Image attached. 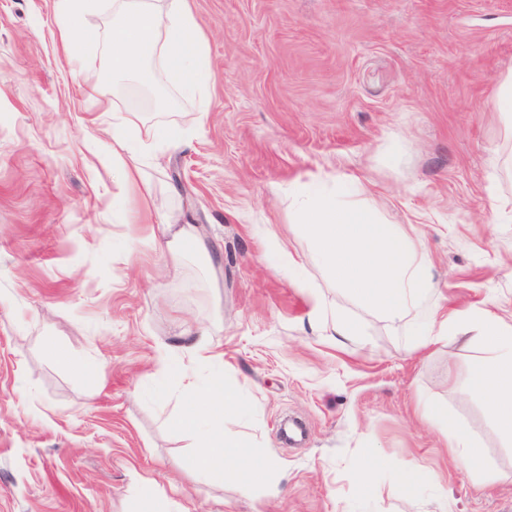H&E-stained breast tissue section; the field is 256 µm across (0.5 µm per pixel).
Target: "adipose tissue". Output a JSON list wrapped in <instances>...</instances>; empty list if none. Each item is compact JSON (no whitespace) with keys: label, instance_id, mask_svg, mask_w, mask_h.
Wrapping results in <instances>:
<instances>
[{"label":"adipose tissue","instance_id":"adipose-tissue-1","mask_svg":"<svg viewBox=\"0 0 512 512\" xmlns=\"http://www.w3.org/2000/svg\"><path fill=\"white\" fill-rule=\"evenodd\" d=\"M93 3L59 0L60 34L72 57L99 50L98 42L84 34ZM155 57L162 60L166 79L180 87L194 90L209 82L207 43L188 0H113L108 39L113 74L138 72ZM132 122L127 116L113 127L112 169L120 182L148 197L153 188L143 180V162L127 136ZM294 205L296 222L312 245L313 266L324 268L361 304L393 327L415 328L421 344L465 335L482 346L485 355L471 369L470 388L484 398L498 433L512 442V317L487 303L440 314L429 303L435 283L424 245L380 221L366 201L339 199L330 189L316 186L297 195ZM182 398L184 410L172 424L197 436L189 467L218 482L229 480L245 490L261 489L269 498L280 496L272 463L224 429L225 420L240 417L243 410L238 386L217 372L205 387L187 382ZM430 416L447 428L454 461L475 476H485V451L468 428L437 408Z\"/></svg>","mask_w":512,"mask_h":512}]
</instances>
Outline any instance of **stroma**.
I'll return each instance as SVG.
<instances>
[{
  "instance_id": "stroma-1",
  "label": "stroma",
  "mask_w": 512,
  "mask_h": 512,
  "mask_svg": "<svg viewBox=\"0 0 512 512\" xmlns=\"http://www.w3.org/2000/svg\"><path fill=\"white\" fill-rule=\"evenodd\" d=\"M212 79L188 93L113 79L107 55L68 59L56 0H0V512H512V483L455 465L432 405L464 422L489 470L512 442L468 392L478 348L411 350L335 282L281 273L269 234L311 246L288 194L317 180L363 197L421 240L445 309L512 310V135L493 108L512 73V0H189ZM152 198L112 172V122ZM182 131L170 150L156 128ZM156 224H188L169 249ZM319 293L363 332H312ZM204 328L243 412L227 431L276 464L283 492L243 493L185 469L181 373L161 346ZM385 457L374 496L349 475ZM431 482L410 493L396 470Z\"/></svg>"
}]
</instances>
